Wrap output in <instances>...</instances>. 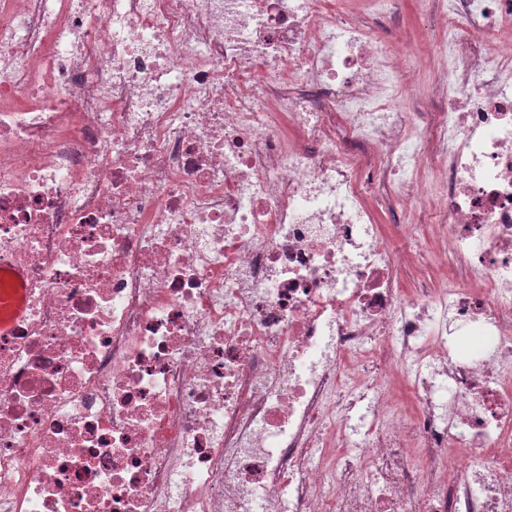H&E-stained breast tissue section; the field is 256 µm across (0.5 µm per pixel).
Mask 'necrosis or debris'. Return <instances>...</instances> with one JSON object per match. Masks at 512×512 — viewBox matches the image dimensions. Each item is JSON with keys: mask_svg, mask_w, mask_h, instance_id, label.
<instances>
[{"mask_svg": "<svg viewBox=\"0 0 512 512\" xmlns=\"http://www.w3.org/2000/svg\"><path fill=\"white\" fill-rule=\"evenodd\" d=\"M426 3L414 120L345 0H0V512H512V0ZM430 84L431 76L426 72H420L416 76L414 86L397 103L399 111L421 112L430 94Z\"/></svg>", "mask_w": 512, "mask_h": 512, "instance_id": "obj_1", "label": "necrosis or debris"}]
</instances>
